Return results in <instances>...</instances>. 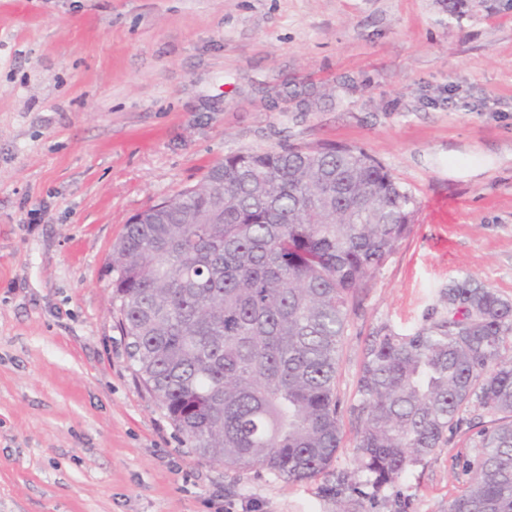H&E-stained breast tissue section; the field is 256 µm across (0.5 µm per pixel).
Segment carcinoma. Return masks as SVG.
<instances>
[{
	"label": "carcinoma",
	"instance_id": "obj_1",
	"mask_svg": "<svg viewBox=\"0 0 512 512\" xmlns=\"http://www.w3.org/2000/svg\"><path fill=\"white\" fill-rule=\"evenodd\" d=\"M418 203L356 146L244 151L129 224L112 247L129 357L186 447L285 481L327 472L341 441L338 354L354 294L412 230ZM192 213H213L190 224ZM490 416L448 512H512V301L473 278L438 292L427 324L369 336L357 379L353 475L385 496Z\"/></svg>",
	"mask_w": 512,
	"mask_h": 512
}]
</instances>
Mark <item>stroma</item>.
<instances>
[{"mask_svg": "<svg viewBox=\"0 0 512 512\" xmlns=\"http://www.w3.org/2000/svg\"><path fill=\"white\" fill-rule=\"evenodd\" d=\"M355 145L418 202L350 307L331 473L184 447L112 305L135 213L238 151ZM471 277L512 300V0H0V512H336L382 326ZM350 512H448L480 410Z\"/></svg>", "mask_w": 512, "mask_h": 512, "instance_id": "stroma-1", "label": "stroma"}]
</instances>
